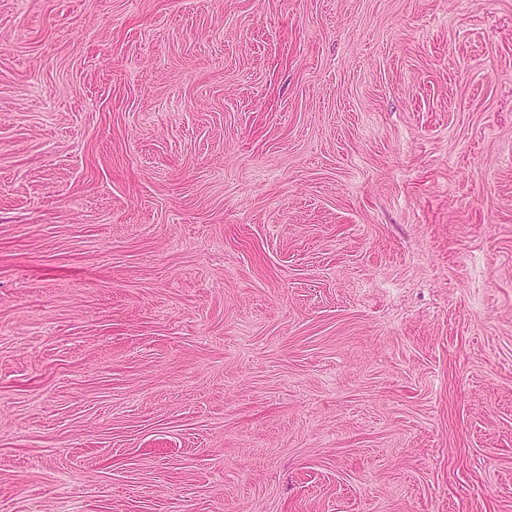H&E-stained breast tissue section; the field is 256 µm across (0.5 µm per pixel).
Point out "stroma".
Masks as SVG:
<instances>
[{
    "instance_id": "1",
    "label": "stroma",
    "mask_w": 512,
    "mask_h": 512,
    "mask_svg": "<svg viewBox=\"0 0 512 512\" xmlns=\"http://www.w3.org/2000/svg\"><path fill=\"white\" fill-rule=\"evenodd\" d=\"M0 512H512V0H0Z\"/></svg>"
}]
</instances>
